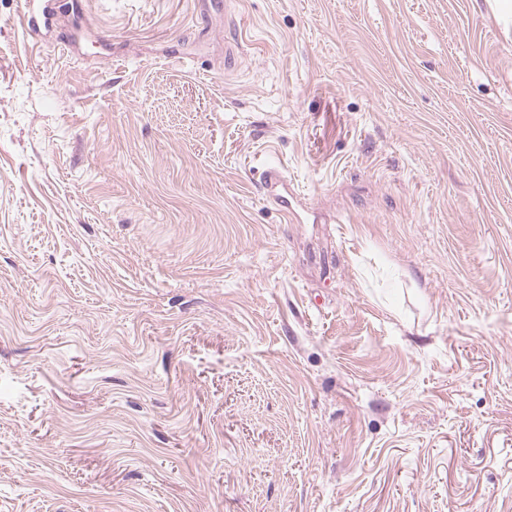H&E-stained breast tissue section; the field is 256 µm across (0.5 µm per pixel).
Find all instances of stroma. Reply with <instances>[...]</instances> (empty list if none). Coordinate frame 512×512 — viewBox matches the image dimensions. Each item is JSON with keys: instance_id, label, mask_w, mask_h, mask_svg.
<instances>
[{"instance_id": "obj_1", "label": "stroma", "mask_w": 512, "mask_h": 512, "mask_svg": "<svg viewBox=\"0 0 512 512\" xmlns=\"http://www.w3.org/2000/svg\"><path fill=\"white\" fill-rule=\"evenodd\" d=\"M51 4L0 0V512H512V8ZM26 19L28 28L33 34L40 35L44 30L49 31L54 23L52 7L49 3H44L37 7L28 8Z\"/></svg>"}]
</instances>
